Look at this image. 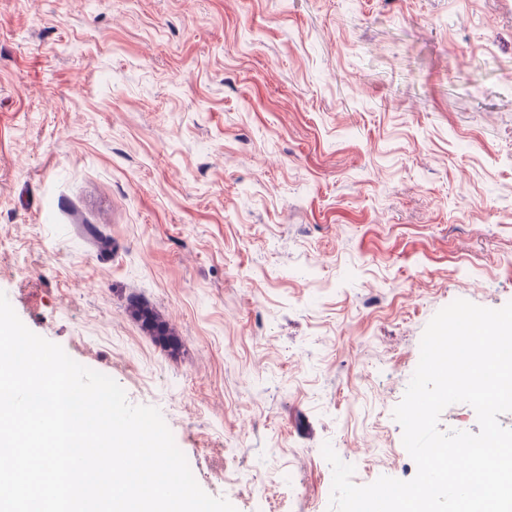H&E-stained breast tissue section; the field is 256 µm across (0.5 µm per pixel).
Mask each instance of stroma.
Instances as JSON below:
<instances>
[{
	"instance_id": "stroma-1",
	"label": "stroma",
	"mask_w": 512,
	"mask_h": 512,
	"mask_svg": "<svg viewBox=\"0 0 512 512\" xmlns=\"http://www.w3.org/2000/svg\"><path fill=\"white\" fill-rule=\"evenodd\" d=\"M0 291L237 512L412 479L427 324L512 302V0H0ZM129 315L139 323L141 330L156 344L175 354L181 347L176 332L148 305L136 299H130L127 306Z\"/></svg>"
}]
</instances>
